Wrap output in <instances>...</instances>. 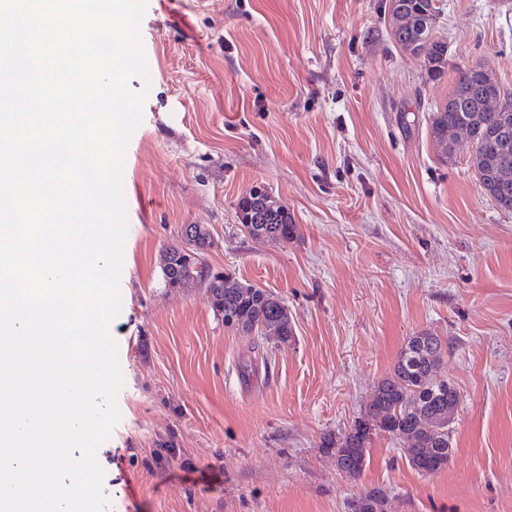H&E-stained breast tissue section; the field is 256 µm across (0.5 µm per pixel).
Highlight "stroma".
<instances>
[{"label": "stroma", "mask_w": 512, "mask_h": 512, "mask_svg": "<svg viewBox=\"0 0 512 512\" xmlns=\"http://www.w3.org/2000/svg\"><path fill=\"white\" fill-rule=\"evenodd\" d=\"M385 0H148L150 81L125 154L122 305L109 331L124 386L95 458L104 512H512V211L461 145L442 162L429 118L453 69L512 88V0H438L449 71L391 33ZM264 185L299 232L238 226ZM202 224L214 268L288 308L294 335L254 350L206 289L165 287L163 249ZM447 340L460 391L445 470L424 475L374 438L359 478L327 437L361 416L406 338ZM385 499L381 489L373 488L355 500L349 509L352 512H383Z\"/></svg>", "instance_id": "35a3bbf8"}]
</instances>
